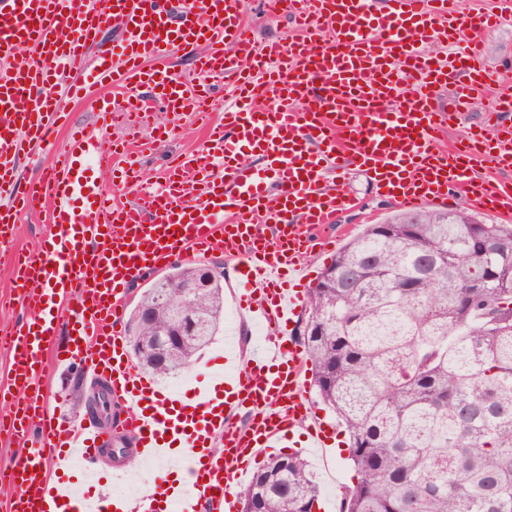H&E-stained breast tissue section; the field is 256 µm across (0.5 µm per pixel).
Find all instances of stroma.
I'll return each instance as SVG.
<instances>
[{
  "instance_id": "obj_1",
  "label": "stroma",
  "mask_w": 512,
  "mask_h": 512,
  "mask_svg": "<svg viewBox=\"0 0 512 512\" xmlns=\"http://www.w3.org/2000/svg\"><path fill=\"white\" fill-rule=\"evenodd\" d=\"M243 7L252 20L259 41L279 40L291 42L297 36L287 15L270 17L259 10L256 0H243ZM167 128L169 135L157 139L159 128ZM116 140H148L152 146L138 157L137 162L146 178L152 182L163 181L166 165L175 155L201 149L203 135L192 112L171 114L160 109L143 114L140 122L133 126L122 123L111 128ZM66 134L62 129H52L43 144L22 152L17 161V189H24L27 181L37 175L49 173L53 163L62 153ZM349 191L357 200L356 208L339 214L330 224L329 231L336 240L331 250L306 257L309 285H316L325 266L330 265L334 252L340 249L351 235L363 230L365 225L379 222L382 218L398 212V203L379 197L369 178L360 172L354 173L349 182ZM45 214L23 215L15 235L9 242L0 243V330H15L22 318V309L11 290L12 269L10 257L20 252L26 255L39 253L45 240ZM48 366L46 385L43 393L58 419L86 418L85 395L91 385L73 367H67L45 355ZM295 451L301 452L308 460L320 487V502L325 512H336L340 493L345 484L351 482L354 469L348 459L346 445H338L328 457H321L319 451L307 447L304 441L294 443Z\"/></svg>"
}]
</instances>
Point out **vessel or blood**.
Listing matches in <instances>:
<instances>
[{"instance_id": "vessel-or-blood-1", "label": "vessel or blood", "mask_w": 512, "mask_h": 512, "mask_svg": "<svg viewBox=\"0 0 512 512\" xmlns=\"http://www.w3.org/2000/svg\"><path fill=\"white\" fill-rule=\"evenodd\" d=\"M494 13H465L461 0H259L302 30L284 44H257L242 0H0V56L21 45L33 57L0 73V230L22 213L53 209L46 246L18 255L16 293L28 318L11 333V388L23 417L9 433L22 448L8 475L7 512H86L61 475L74 457L91 461L113 442L110 427L58 420L40 388L43 356H67L83 377L106 382L127 415L122 428L141 458L181 451V478L158 470L137 499L97 497L95 512H239V486L251 460L306 427L312 447L328 449L335 429L315 416L304 392L302 348L293 331L307 287L303 259L327 248V224L350 209V171L369 175L377 194L411 208L462 190L475 208L512 212V190L474 167L491 158L512 168V86L484 63L486 32L512 18V0ZM120 22L117 63L89 64L86 49ZM471 38L458 44V28ZM448 43L447 56L432 50ZM195 55L198 75L164 67L172 54ZM92 85L128 92L123 111L99 99L103 126L144 109L133 89L152 86L166 111L194 112L201 150L178 156L165 182L152 186L134 166L121 168L119 192L107 193L101 164L145 151L85 132L71 134L48 175L13 193L22 142L40 143L63 117L56 95ZM234 98L213 121L215 85ZM450 87L447 102L439 92ZM496 88L487 124L445 147L438 133ZM259 157L246 165L245 154ZM338 184H325L327 174ZM221 251L235 258L245 288L243 314L261 331L249 357L224 336V367L207 386L171 394L138 373L124 346L121 298L149 269L177 258ZM83 351L57 346L61 316Z\"/></svg>"}]
</instances>
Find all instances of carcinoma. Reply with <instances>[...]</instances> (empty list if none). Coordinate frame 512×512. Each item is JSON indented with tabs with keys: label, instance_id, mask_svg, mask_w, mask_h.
Returning a JSON list of instances; mask_svg holds the SVG:
<instances>
[{
	"label": "carcinoma",
	"instance_id": "1",
	"mask_svg": "<svg viewBox=\"0 0 512 512\" xmlns=\"http://www.w3.org/2000/svg\"><path fill=\"white\" fill-rule=\"evenodd\" d=\"M196 274L175 265L171 297ZM193 303L199 328L177 352H134L144 372L179 376L221 329L220 278ZM128 323L133 340L172 330L156 286ZM300 341L348 432L356 482L339 512H512V224L428 209L367 225L309 290ZM319 496L307 461L281 455L243 487L241 512H313Z\"/></svg>",
	"mask_w": 512,
	"mask_h": 512
}]
</instances>
